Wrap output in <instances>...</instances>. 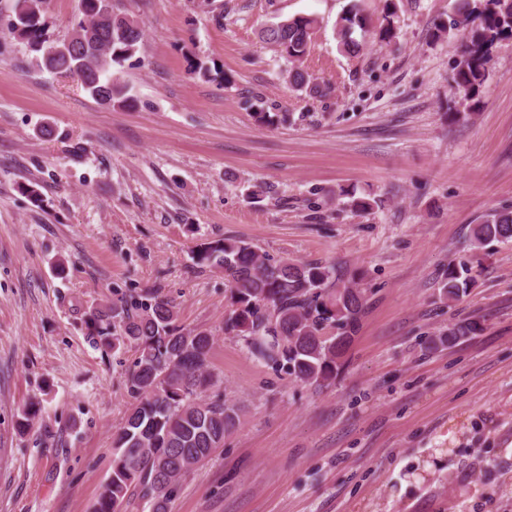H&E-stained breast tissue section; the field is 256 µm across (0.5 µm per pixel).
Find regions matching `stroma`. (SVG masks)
<instances>
[{
  "mask_svg": "<svg viewBox=\"0 0 512 512\" xmlns=\"http://www.w3.org/2000/svg\"><path fill=\"white\" fill-rule=\"evenodd\" d=\"M352 1L124 0L145 34L119 69L138 105L108 109L36 66L0 0V512H93L134 354L84 320L151 289L215 336L209 369L241 410L170 512H512V242L469 238L512 207V37L453 123L455 0H399L397 38L356 56L334 33ZM294 16L317 21L303 66L326 96L291 88L260 37ZM343 189L375 207L351 210ZM221 238L361 273L368 307L332 384L225 335L224 276L194 259ZM452 260L475 284L450 304ZM466 318L483 332L428 348Z\"/></svg>",
  "mask_w": 512,
  "mask_h": 512,
  "instance_id": "stroma-1",
  "label": "stroma"
}]
</instances>
